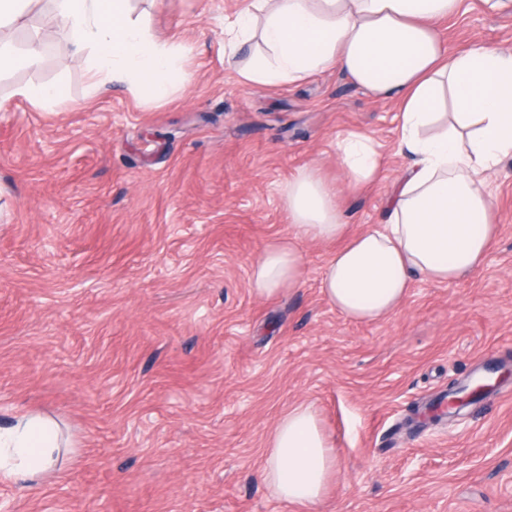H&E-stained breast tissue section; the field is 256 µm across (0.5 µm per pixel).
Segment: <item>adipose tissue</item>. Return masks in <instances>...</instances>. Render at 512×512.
Wrapping results in <instances>:
<instances>
[{"label":"adipose tissue","instance_id":"obj_1","mask_svg":"<svg viewBox=\"0 0 512 512\" xmlns=\"http://www.w3.org/2000/svg\"><path fill=\"white\" fill-rule=\"evenodd\" d=\"M461 0H255L228 25L224 58L233 61L253 39L263 48L240 70L241 83L292 84L330 68L375 99H396L398 150L412 156L387 193L388 221L348 235L337 203L343 189L379 182L382 155L361 130L339 136L341 182L320 169L288 182L291 235L270 242L251 266L249 287L266 299L296 288L303 277L302 239L338 242L320 288L346 318L381 321L405 302L415 276L448 283L484 262L496 235L489 180L512 160V50L486 45L450 48L439 22ZM75 57L89 66L87 97L107 83L144 101L182 90L188 72L167 42L136 16L130 0H55ZM60 426L26 414L0 426V475L39 481L56 468ZM265 479L290 505L325 498L336 458L331 438L308 403L289 407L265 448Z\"/></svg>","mask_w":512,"mask_h":512}]
</instances>
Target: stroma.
<instances>
[{"mask_svg": "<svg viewBox=\"0 0 512 512\" xmlns=\"http://www.w3.org/2000/svg\"><path fill=\"white\" fill-rule=\"evenodd\" d=\"M252 2L135 0L190 73L154 102L121 87L86 97L60 24L54 54L0 76V425L38 411L69 443L40 482L0 477V499L14 512H297L266 485L264 452L307 402L336 454L312 512H512V160L492 177L498 236L467 279L415 280L393 315L354 322L320 292L331 245L303 239L300 284L255 297L250 267L291 233L299 169L339 178L338 135L372 133L381 182L338 199L360 233L387 223L406 158L396 103L338 69L241 85L224 21ZM439 29L457 48L512 49V14L483 0ZM58 81L63 104L12 95ZM492 369L484 398L428 420Z\"/></svg>", "mask_w": 512, "mask_h": 512, "instance_id": "stroma-1", "label": "stroma"}]
</instances>
